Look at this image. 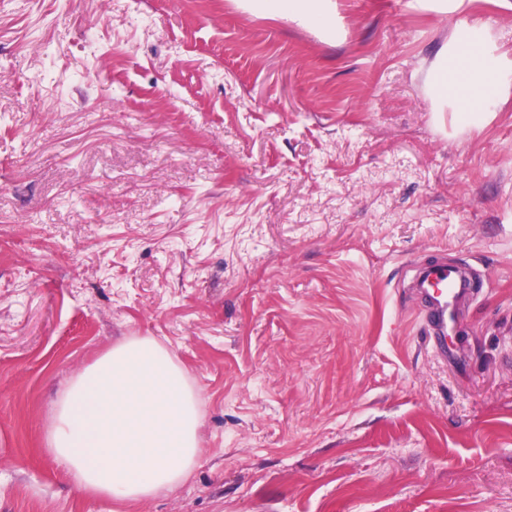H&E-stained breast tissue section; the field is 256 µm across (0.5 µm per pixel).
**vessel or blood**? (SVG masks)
I'll return each instance as SVG.
<instances>
[{
  "mask_svg": "<svg viewBox=\"0 0 512 512\" xmlns=\"http://www.w3.org/2000/svg\"><path fill=\"white\" fill-rule=\"evenodd\" d=\"M459 268L433 262L421 269L417 288L422 295L421 323L427 335L443 340L448 336L451 307L467 290Z\"/></svg>",
  "mask_w": 512,
  "mask_h": 512,
  "instance_id": "obj_1",
  "label": "vessel or blood"
}]
</instances>
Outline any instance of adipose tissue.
<instances>
[{
  "mask_svg": "<svg viewBox=\"0 0 512 512\" xmlns=\"http://www.w3.org/2000/svg\"><path fill=\"white\" fill-rule=\"evenodd\" d=\"M271 16L325 29V0H258ZM507 77L482 31L457 27L428 74L434 102L461 126L479 125ZM198 391L171 350L132 336L103 353L56 400L46 434L82 493L118 504L164 496L188 480L200 457Z\"/></svg>",
  "mask_w": 512,
  "mask_h": 512,
  "instance_id": "obj_1",
  "label": "adipose tissue"
}]
</instances>
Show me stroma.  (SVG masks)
<instances>
[{
  "label": "stroma",
  "instance_id": "35a3bbf8",
  "mask_svg": "<svg viewBox=\"0 0 512 512\" xmlns=\"http://www.w3.org/2000/svg\"><path fill=\"white\" fill-rule=\"evenodd\" d=\"M0 0V512H512V82L478 127L427 73L512 0ZM472 287L443 348L420 266ZM149 336L201 457L118 510L45 449L57 397ZM258 7L268 15L295 19L303 24L329 29L325 0H258Z\"/></svg>",
  "mask_w": 512,
  "mask_h": 512
}]
</instances>
